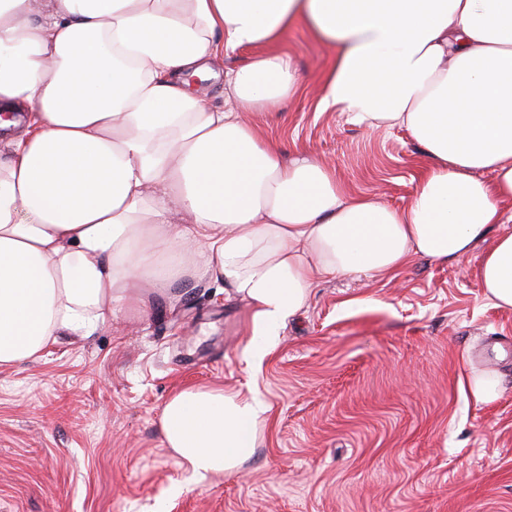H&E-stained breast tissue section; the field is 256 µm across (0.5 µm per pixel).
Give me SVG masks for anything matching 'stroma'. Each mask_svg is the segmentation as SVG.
Masks as SVG:
<instances>
[{"mask_svg":"<svg viewBox=\"0 0 512 512\" xmlns=\"http://www.w3.org/2000/svg\"><path fill=\"white\" fill-rule=\"evenodd\" d=\"M278 47L301 89L247 120L349 191L408 205L419 144L322 107L335 50L306 27ZM485 250L463 267L417 257L394 278L321 281L255 369L247 306L203 282L148 317L107 319L0 367V512H512V308L465 272ZM483 370L501 380L487 404L467 384ZM188 386L266 403L236 473L195 481L165 448L163 406Z\"/></svg>","mask_w":512,"mask_h":512,"instance_id":"1","label":"stroma"}]
</instances>
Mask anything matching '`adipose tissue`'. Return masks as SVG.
<instances>
[{
  "instance_id": "obj_1",
  "label": "adipose tissue",
  "mask_w": 512,
  "mask_h": 512,
  "mask_svg": "<svg viewBox=\"0 0 512 512\" xmlns=\"http://www.w3.org/2000/svg\"><path fill=\"white\" fill-rule=\"evenodd\" d=\"M299 22L336 50L324 107L423 149L407 207L349 193L244 120L297 93L273 45ZM260 44L213 103L211 60ZM509 202L512 0H0V367L148 315L179 279L245 302L258 365L321 280L459 264L482 241L472 274L512 308V232H494ZM265 411L184 388L164 445L199 477L235 473Z\"/></svg>"
}]
</instances>
